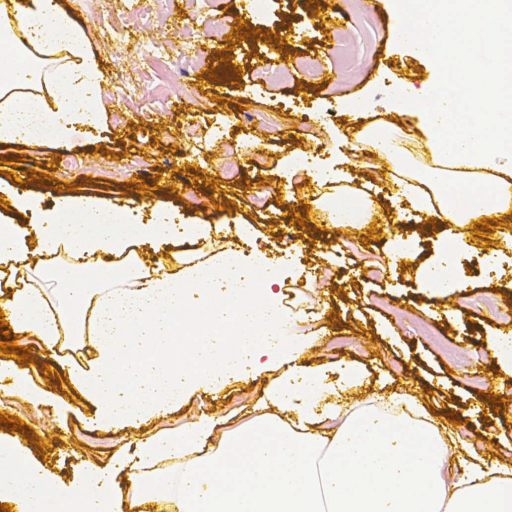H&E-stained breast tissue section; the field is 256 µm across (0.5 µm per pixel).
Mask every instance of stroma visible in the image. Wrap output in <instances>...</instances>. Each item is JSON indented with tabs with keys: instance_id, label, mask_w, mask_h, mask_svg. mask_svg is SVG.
<instances>
[{
	"instance_id": "1",
	"label": "stroma",
	"mask_w": 512,
	"mask_h": 512,
	"mask_svg": "<svg viewBox=\"0 0 512 512\" xmlns=\"http://www.w3.org/2000/svg\"><path fill=\"white\" fill-rule=\"evenodd\" d=\"M74 17L87 28L103 75L102 93L95 104L94 124L83 127L80 145L72 154L81 160L66 169V155L50 142L0 143V190L15 189L8 163L21 159L32 174L28 187L41 192L44 205L53 196L47 184L59 182L78 195L97 198L112 210L131 212L136 223H153L157 211L178 213L193 224H213L224 233L226 246L249 259L263 252L284 271L280 298L285 305L305 310L306 331L323 337L312 362L328 374L338 363L367 370L371 391L409 388L421 397L441 389L481 455L512 443V375L502 372L490 341L501 322L481 302L494 294L500 306L512 308V246L504 235L512 226L493 227L489 237L474 236L471 248L459 257L466 285L450 293L430 295L419 288L413 272L387 264L391 241L411 238L421 262H428L441 245L425 217L396 199L390 177L381 175L374 160L361 159L350 167L340 185L318 187L301 182L295 166L298 154L317 158L319 165L335 162L337 152H350L354 138L352 105L365 101L364 121L386 122L400 133L415 124L397 105L395 90L417 97L435 80L432 62L415 55L402 41L400 23L391 0H373L353 6L356 19L347 44L333 38L334 25L324 10H312L308 0H274L269 12L250 18L253 36L225 45L227 28L236 26L246 0H169L168 10L154 16L151 30H142L124 0H64ZM125 26L132 42L152 34L166 35L173 49L194 38L203 54L191 72L180 69L154 74L147 61L131 57L114 62L113 46L101 15ZM301 31L289 40L288 51L299 56L317 53L324 66L350 55L352 67L329 89L313 78L295 74L288 82L260 83L251 67L256 55L274 52L267 34L282 29ZM229 61H221L222 51ZM232 72L221 97L209 92L211 69ZM148 86L165 85L169 105L162 112L143 113L137 102H123L117 89L123 77ZM191 103L197 139L181 135L186 117L182 103ZM241 163L236 195L227 196L219 184L228 163ZM148 186L143 203H136L138 186ZM371 194L384 202L395 222L376 230L368 240L347 236L343 229L322 225L305 230L294 223L295 213L318 211L323 199L336 192ZM267 204L257 208L256 195ZM290 226L303 237L298 249H289L278 227ZM385 265L383 279L367 278L369 265ZM27 374L42 388L46 403L32 409L23 401L4 400L0 410L21 419L23 430L13 439L35 449L37 462L54 475L74 479L82 462L110 458L118 448L134 449L135 438L166 428H188L200 416L210 417L215 432L250 418L272 371L225 385L223 390L198 392L172 407L164 419L139 424L119 433L96 430L94 409L77 397L65 378L68 367L85 358L83 351L48 352L33 338ZM500 387L504 402L498 417L484 415L478 396L482 389ZM64 441H57L58 429Z\"/></svg>"
}]
</instances>
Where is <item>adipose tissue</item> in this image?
Returning <instances> with one entry per match:
<instances>
[{
	"instance_id": "obj_1",
	"label": "adipose tissue",
	"mask_w": 512,
	"mask_h": 512,
	"mask_svg": "<svg viewBox=\"0 0 512 512\" xmlns=\"http://www.w3.org/2000/svg\"><path fill=\"white\" fill-rule=\"evenodd\" d=\"M410 0H392L404 21L403 38L432 60L437 78L412 118L421 135L399 139L384 126L361 134V151L386 161L395 196L421 207L444 225L445 245L431 262L417 263L410 241L390 252L413 263L421 288L445 293L463 285L456 255L468 245L456 225L512 219L499 194L512 191V45L497 47L500 77L479 100L459 102L458 69L449 51H461L473 28L512 26V0H427L413 12ZM99 62L85 28L61 0H0V141L22 140L41 112L58 119L54 141L77 147L73 121L99 94ZM36 223L11 224L0 236V261L16 272L0 291L10 307L13 334L36 337L48 350L82 339L90 357L68 378L96 409L97 430L109 432L162 418L169 407L201 388L222 390L226 378L252 375L283 361L287 371L264 390L256 414L215 435L207 420L186 432H163L139 441L132 454L109 463L90 459L84 476L62 482L36 463L19 465L12 439L0 436V501L14 512H512V450L478 457L467 437L448 432L416 394L393 390L359 396L362 373L342 366L341 388H332L309 355L317 339L295 337L280 351L284 326L301 327L306 315L277 309L281 275L267 269L262 283L224 269L228 252L208 224L105 223L104 207L91 198H57L45 209L33 195L11 197ZM77 216L74 224L64 215ZM179 236L204 244L156 261L146 276L124 288H74V322L51 294L28 278L35 250L53 260L57 278L69 275L67 258L96 271L112 259L136 260L133 241L166 242ZM459 460L462 473L448 469Z\"/></svg>"
}]
</instances>
